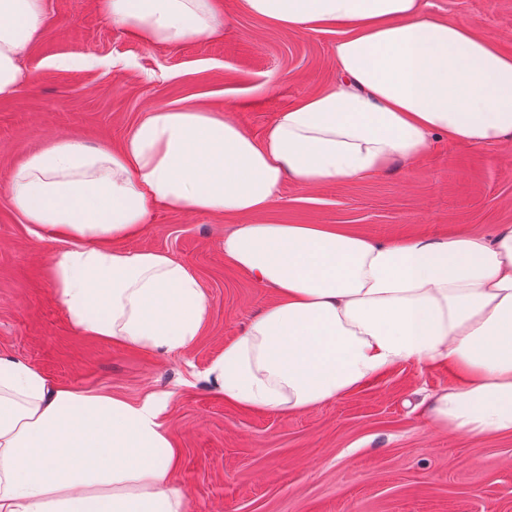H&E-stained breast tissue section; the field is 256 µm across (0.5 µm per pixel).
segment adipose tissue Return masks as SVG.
Segmentation results:
<instances>
[{
  "label": "adipose tissue",
  "mask_w": 512,
  "mask_h": 512,
  "mask_svg": "<svg viewBox=\"0 0 512 512\" xmlns=\"http://www.w3.org/2000/svg\"><path fill=\"white\" fill-rule=\"evenodd\" d=\"M272 25L342 31L336 78L277 112L261 138L192 104L147 112L118 149L59 137L15 169L9 202L59 244L56 302L77 332L155 352L192 348L209 319L197 278L168 253L128 250L158 206L242 217L224 259L275 302L225 344L207 375L227 402L278 413L339 399L401 363L461 375L431 423L512 434V226L377 243L327 224L262 221L284 181L305 186L385 172L433 141L512 139V54L473 20L424 0H240ZM148 46L213 36L214 0H97ZM44 0H0V98L25 79ZM164 398L129 402L51 382L0 356V512H190L174 481Z\"/></svg>",
  "instance_id": "1"
}]
</instances>
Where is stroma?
<instances>
[{
    "mask_svg": "<svg viewBox=\"0 0 512 512\" xmlns=\"http://www.w3.org/2000/svg\"><path fill=\"white\" fill-rule=\"evenodd\" d=\"M435 16L471 18L512 53V0H429ZM224 34L150 47L105 18L96 0H45L29 74L0 98V355L51 381L130 401L165 393L178 450L175 484L191 512H512V435L448 433L425 414L456 379L447 365L398 364L316 408L281 414L226 402L207 377L226 343L275 293L224 260L239 217L153 209L118 245L155 249L204 288L208 324L193 348L160 354L79 335L55 302L47 266L58 247L35 239L8 200L15 168L70 136L118 148L145 114L189 103L230 112L261 137L277 112L336 76L333 29L289 30L215 0ZM279 224H330L386 242L489 233L512 225V141L482 147L440 139L422 157L366 180L285 182L266 215Z\"/></svg>",
    "mask_w": 512,
    "mask_h": 512,
    "instance_id": "35a3bbf8",
    "label": "stroma"
}]
</instances>
